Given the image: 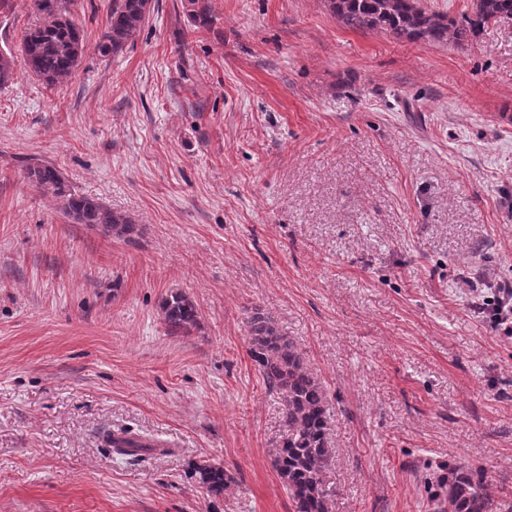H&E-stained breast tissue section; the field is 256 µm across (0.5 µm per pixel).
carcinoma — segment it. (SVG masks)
<instances>
[{"mask_svg": "<svg viewBox=\"0 0 512 512\" xmlns=\"http://www.w3.org/2000/svg\"><path fill=\"white\" fill-rule=\"evenodd\" d=\"M73 0H30L36 21L24 34L20 51L30 72L47 85L68 81L81 63L84 30L71 15ZM334 16L353 30H381L397 39L451 42L463 47L485 27L512 19V0H472L471 12L457 21L427 9L419 0H329ZM151 0H112L99 41L103 56L115 55L144 25ZM191 21L209 23L208 0H189ZM12 51L0 50V88L11 83ZM24 179L56 198L75 224H88L105 235L131 236L137 225L102 202L76 193L54 166L29 164ZM167 332L190 336L199 327L198 310L182 292L170 294L161 306ZM249 352L268 387L280 400L283 435L272 449V464L292 502L293 512H329L335 495L328 480L333 462L329 403L324 385L309 368L293 341L264 314L255 310L247 320ZM102 442L131 459L147 452H166L160 443L127 430L107 431ZM194 477L209 496L221 498L233 475L220 464L198 463ZM448 512H512V503L494 501L485 474L478 469L448 470L444 481Z\"/></svg>", "mask_w": 512, "mask_h": 512, "instance_id": "obj_1", "label": "carcinoma"}]
</instances>
